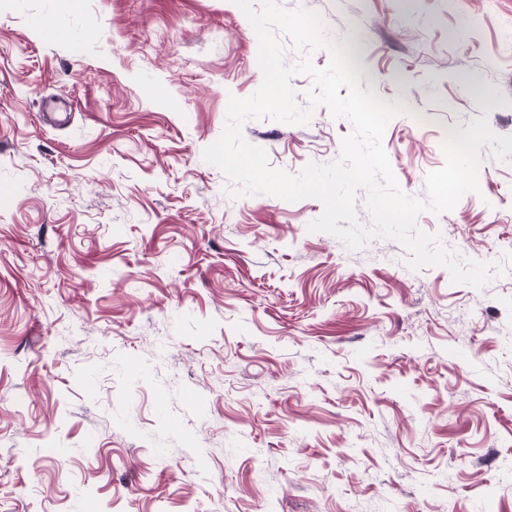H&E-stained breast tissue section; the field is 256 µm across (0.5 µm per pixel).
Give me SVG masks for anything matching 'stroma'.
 <instances>
[{"label": "stroma", "mask_w": 512, "mask_h": 512, "mask_svg": "<svg viewBox=\"0 0 512 512\" xmlns=\"http://www.w3.org/2000/svg\"><path fill=\"white\" fill-rule=\"evenodd\" d=\"M278 3L407 106L408 195L447 131L512 136V0ZM258 49L233 0H0V512H512V266L455 284L309 231L316 199L231 196L204 151ZM351 131L320 105L242 133L296 175ZM479 187L417 225L495 265L512 161L483 148Z\"/></svg>", "instance_id": "1"}]
</instances>
